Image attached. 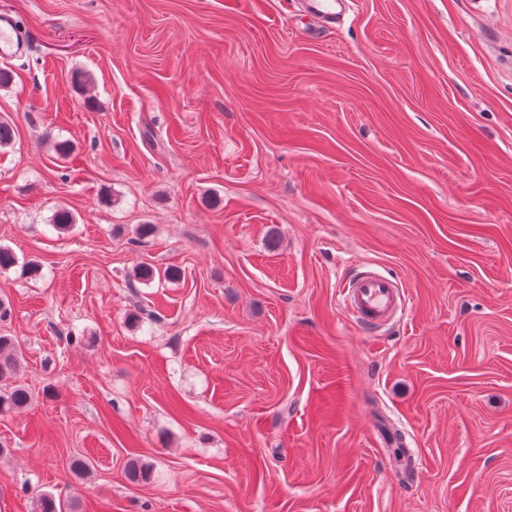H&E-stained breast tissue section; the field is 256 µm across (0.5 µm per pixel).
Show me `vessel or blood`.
<instances>
[{
  "label": "vessel or blood",
  "mask_w": 512,
  "mask_h": 512,
  "mask_svg": "<svg viewBox=\"0 0 512 512\" xmlns=\"http://www.w3.org/2000/svg\"><path fill=\"white\" fill-rule=\"evenodd\" d=\"M302 12L327 26L338 22L349 9V0H299ZM343 306L356 323L373 330L398 319L404 310L400 289L376 271H366L342 290Z\"/></svg>",
  "instance_id": "b4317fda"
}]
</instances>
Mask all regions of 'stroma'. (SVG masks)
Returning a JSON list of instances; mask_svg holds the SVG:
<instances>
[{
    "label": "stroma",
    "instance_id": "obj_1",
    "mask_svg": "<svg viewBox=\"0 0 512 512\" xmlns=\"http://www.w3.org/2000/svg\"><path fill=\"white\" fill-rule=\"evenodd\" d=\"M1 16L0 336L33 400L0 413V512H512V0ZM366 265L405 296L373 333L339 297ZM349 0H300L301 11L322 26L334 24L349 10Z\"/></svg>",
    "mask_w": 512,
    "mask_h": 512
}]
</instances>
